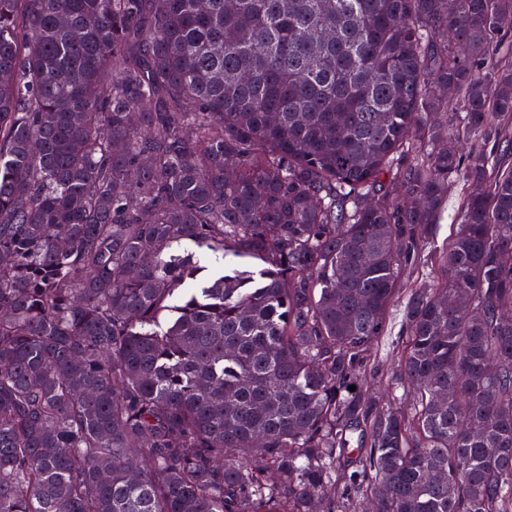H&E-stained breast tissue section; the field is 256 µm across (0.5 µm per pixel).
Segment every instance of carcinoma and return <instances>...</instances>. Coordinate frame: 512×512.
I'll list each match as a JSON object with an SVG mask.
<instances>
[{
  "instance_id": "1",
  "label": "carcinoma",
  "mask_w": 512,
  "mask_h": 512,
  "mask_svg": "<svg viewBox=\"0 0 512 512\" xmlns=\"http://www.w3.org/2000/svg\"><path fill=\"white\" fill-rule=\"evenodd\" d=\"M510 33L512 0H0V512H512ZM427 259L402 412L362 377ZM459 205L460 195L458 189L448 196V203L446 204L437 225L436 244L439 246L438 248L442 249V247H445L446 244H448V236L452 231L450 224H454L455 216L459 211Z\"/></svg>"
}]
</instances>
